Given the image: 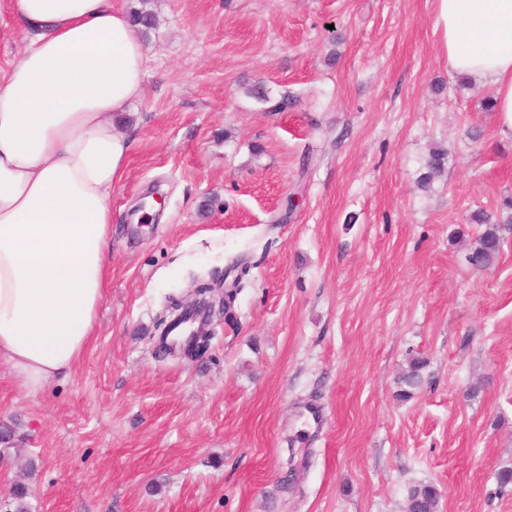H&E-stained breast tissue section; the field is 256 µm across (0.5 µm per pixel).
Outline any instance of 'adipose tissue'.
Returning <instances> with one entry per match:
<instances>
[{"mask_svg": "<svg viewBox=\"0 0 512 512\" xmlns=\"http://www.w3.org/2000/svg\"><path fill=\"white\" fill-rule=\"evenodd\" d=\"M31 33L0 79V356L21 390L89 346L111 265L116 133L142 91L145 44L120 0H15ZM448 70L493 90L512 131V0H435Z\"/></svg>", "mask_w": 512, "mask_h": 512, "instance_id": "adipose-tissue-1", "label": "adipose tissue"}]
</instances>
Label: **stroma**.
I'll return each mask as SVG.
<instances>
[{"label": "stroma", "instance_id": "1", "mask_svg": "<svg viewBox=\"0 0 512 512\" xmlns=\"http://www.w3.org/2000/svg\"><path fill=\"white\" fill-rule=\"evenodd\" d=\"M149 7L95 334L33 393L0 357V499L404 512L431 484L440 512H512V133L488 87L449 72L434 0ZM28 45L0 0V75ZM436 147L447 168L424 189ZM150 190L161 203L141 204ZM478 211L502 240L483 270L468 261ZM202 283L234 293L208 348L156 352L168 297ZM413 357L425 381L403 401Z\"/></svg>", "mask_w": 512, "mask_h": 512}]
</instances>
